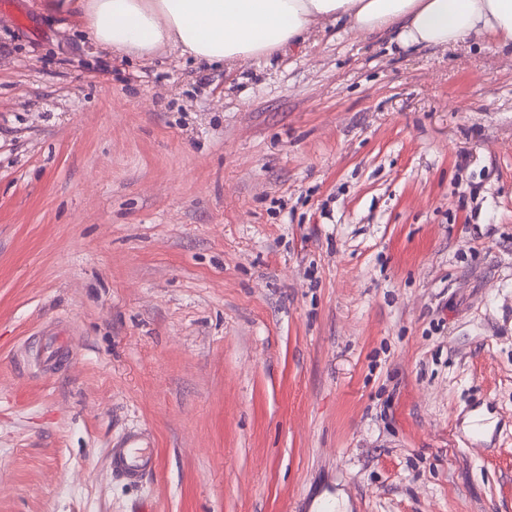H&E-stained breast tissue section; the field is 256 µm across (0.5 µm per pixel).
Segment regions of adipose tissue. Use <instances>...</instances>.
Instances as JSON below:
<instances>
[{"mask_svg":"<svg viewBox=\"0 0 512 512\" xmlns=\"http://www.w3.org/2000/svg\"><path fill=\"white\" fill-rule=\"evenodd\" d=\"M104 51L145 57L173 45L232 66L299 44L321 23L360 34L396 31L404 46L487 37L512 48V0H53Z\"/></svg>","mask_w":512,"mask_h":512,"instance_id":"ef3b65f1","label":"adipose tissue"}]
</instances>
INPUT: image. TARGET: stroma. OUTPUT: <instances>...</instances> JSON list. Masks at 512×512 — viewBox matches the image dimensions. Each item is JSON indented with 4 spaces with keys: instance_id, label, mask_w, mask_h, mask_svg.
Here are the masks:
<instances>
[{
    "instance_id": "obj_1",
    "label": "stroma",
    "mask_w": 512,
    "mask_h": 512,
    "mask_svg": "<svg viewBox=\"0 0 512 512\" xmlns=\"http://www.w3.org/2000/svg\"><path fill=\"white\" fill-rule=\"evenodd\" d=\"M326 492L512 512V51L327 23L207 66L0 0V512ZM152 439L139 430L124 432L112 440L110 456L112 472L128 483H139L153 469L154 459L147 448Z\"/></svg>"
}]
</instances>
